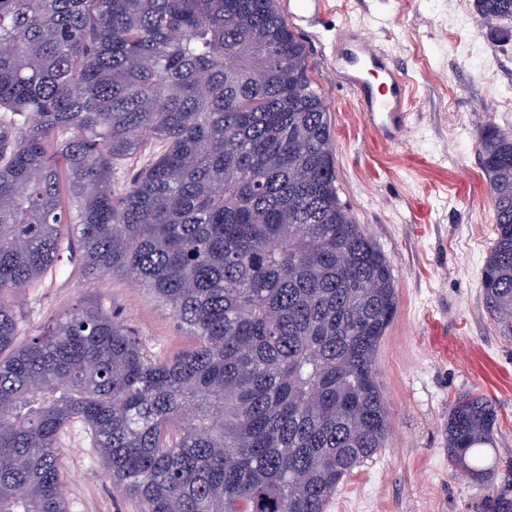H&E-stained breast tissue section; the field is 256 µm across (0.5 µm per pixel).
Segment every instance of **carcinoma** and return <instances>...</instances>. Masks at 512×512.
I'll return each mask as SVG.
<instances>
[{
	"mask_svg": "<svg viewBox=\"0 0 512 512\" xmlns=\"http://www.w3.org/2000/svg\"><path fill=\"white\" fill-rule=\"evenodd\" d=\"M473 6L512 41V0ZM477 148L483 300L508 332L512 130L486 124ZM334 155L275 0H0V512H67L57 444L75 421L140 512H326L386 441L374 360L397 308ZM67 235L84 277L145 286L191 344L151 353L84 306L15 346L14 298ZM497 423L484 395L448 411L472 512H512Z\"/></svg>",
	"mask_w": 512,
	"mask_h": 512,
	"instance_id": "carcinoma-1",
	"label": "carcinoma"
}]
</instances>
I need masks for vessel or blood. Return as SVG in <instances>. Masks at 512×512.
<instances>
[{
    "label": "vessel or blood",
    "instance_id": "obj_1",
    "mask_svg": "<svg viewBox=\"0 0 512 512\" xmlns=\"http://www.w3.org/2000/svg\"><path fill=\"white\" fill-rule=\"evenodd\" d=\"M336 67L354 92L368 128L381 140L395 141L403 129L408 93L385 55L360 30L343 36Z\"/></svg>",
    "mask_w": 512,
    "mask_h": 512
}]
</instances>
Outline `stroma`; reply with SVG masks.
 <instances>
[{
	"instance_id": "stroma-1",
	"label": "stroma",
	"mask_w": 512,
	"mask_h": 512,
	"mask_svg": "<svg viewBox=\"0 0 512 512\" xmlns=\"http://www.w3.org/2000/svg\"><path fill=\"white\" fill-rule=\"evenodd\" d=\"M308 48L335 144L339 197L388 256L397 310L375 356L390 431L327 512H471L479 493L448 466V410L465 393L491 398L494 446L512 455V335L491 321L481 271L493 245V215L477 150L486 123L512 129V42L493 44L472 0H325L294 14L276 0ZM466 21L467 45L448 31ZM355 27L397 65L412 99L397 141L378 140L336 70V45ZM94 306L168 354L189 338L130 279L84 280L63 261L18 295L21 336L77 306ZM68 512H138L112 483L88 430L59 438Z\"/></svg>"
}]
</instances>
